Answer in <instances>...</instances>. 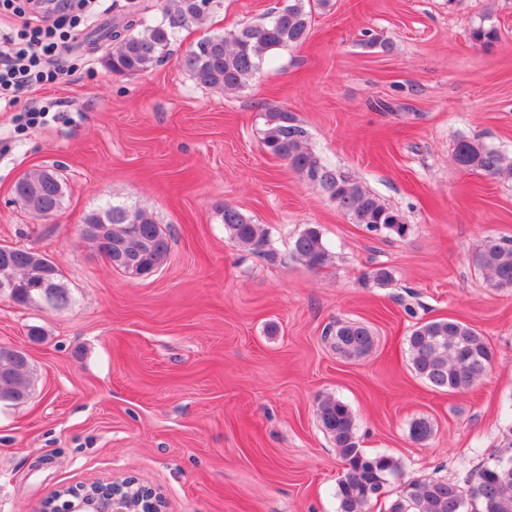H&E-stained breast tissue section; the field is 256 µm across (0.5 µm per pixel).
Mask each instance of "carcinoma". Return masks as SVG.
Returning a JSON list of instances; mask_svg holds the SVG:
<instances>
[{
    "instance_id": "carcinoma-1",
    "label": "carcinoma",
    "mask_w": 512,
    "mask_h": 512,
    "mask_svg": "<svg viewBox=\"0 0 512 512\" xmlns=\"http://www.w3.org/2000/svg\"><path fill=\"white\" fill-rule=\"evenodd\" d=\"M214 0H167L160 16L131 19L127 34L115 33L108 64L118 75L146 72L162 63L183 29L201 19ZM329 5V0H286L261 21L241 26L222 35L202 39L190 46L180 65L197 84L233 92L243 87L260 69L266 54L286 46L297 47L309 38L313 15ZM481 16L470 29V39L487 45L498 38L497 28L485 25ZM308 132L286 109L264 113L262 144L265 151L288 163L309 184L319 187L353 224L369 231L384 230L399 238L407 236L409 225L353 175L325 163L308 144ZM453 158L468 171L496 176L512 171V159L498 149L477 140L457 142ZM18 203L40 216L62 207L63 184L49 169L26 172L16 183ZM229 238L259 256L277 258L269 232L238 208L218 206ZM87 224H102L101 235L89 237L112 268L127 273L129 268L154 276L165 263L169 235L151 214L141 208L109 204L86 216ZM292 255L310 269L324 266L331 250L320 230L309 226L292 241ZM476 262L484 269L494 288H512V239L486 237ZM52 277L55 308L69 305L67 288L53 259L31 248L0 245V279H9L15 289V303L25 305L31 286ZM336 354L348 361L367 356L375 346L373 330L364 322L344 320L328 329ZM411 368L432 388L460 392L472 387L490 367L493 354L486 338L470 324L439 318L413 325L406 337ZM0 405H17L31 395L33 372L26 352L0 345ZM317 417L330 436L344 472L336 483L337 512H367L368 506L386 493L388 480L396 475L399 463L387 454H367L359 445L356 417L344 401L326 395L318 400ZM411 440L427 442L433 436L430 421L419 418L409 425ZM389 512H512V456L492 457L472 474L468 488L446 479H409Z\"/></svg>"
}]
</instances>
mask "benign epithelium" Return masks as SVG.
<instances>
[{"instance_id":"7a95c632","label":"benign epithelium","mask_w":512,"mask_h":512,"mask_svg":"<svg viewBox=\"0 0 512 512\" xmlns=\"http://www.w3.org/2000/svg\"><path fill=\"white\" fill-rule=\"evenodd\" d=\"M145 486L131 478L108 484L79 485L69 498L62 501L53 492L41 505L39 512H163L165 499L156 490L145 497Z\"/></svg>"}]
</instances>
